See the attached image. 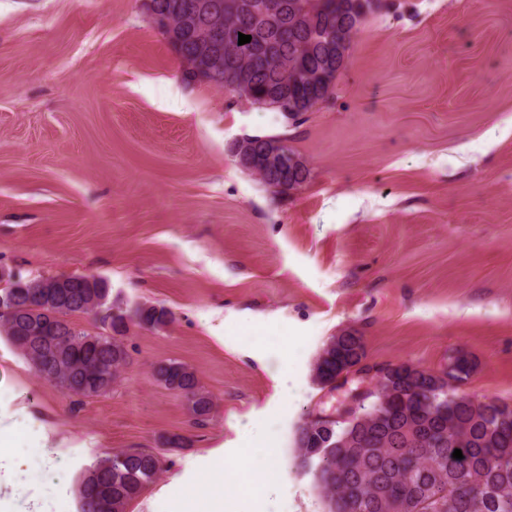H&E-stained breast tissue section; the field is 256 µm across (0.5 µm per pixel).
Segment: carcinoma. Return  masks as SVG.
<instances>
[{
  "label": "carcinoma",
  "instance_id": "obj_1",
  "mask_svg": "<svg viewBox=\"0 0 512 512\" xmlns=\"http://www.w3.org/2000/svg\"><path fill=\"white\" fill-rule=\"evenodd\" d=\"M184 36L180 51L203 57L215 88L262 108L280 103L311 112L333 92L346 66L363 17L377 0H280L276 17L259 0H153ZM205 27L222 39L200 41ZM251 41L238 44L239 34ZM261 154L286 158L279 176L261 165L243 166L269 189L300 187L305 160L286 139L268 135ZM63 300L39 312L42 280L17 278L0 288V335L68 394L93 397L112 390L128 359L121 335L133 323L162 329L172 322L164 309L115 306L111 288L95 275H68ZM92 316L102 330L72 327ZM366 357L363 337L344 330L324 344L314 364L321 387L336 372ZM156 380L187 400L194 425L211 419L213 401L196 373L183 363L153 367ZM292 468L312 476L324 512H512V406L496 399L452 398L448 380L409 362L388 365L360 415L342 423L307 420L294 434ZM463 458L452 457L454 450ZM164 471L148 451H120L89 465L78 487V512H125L126 505Z\"/></svg>",
  "mask_w": 512,
  "mask_h": 512
}]
</instances>
